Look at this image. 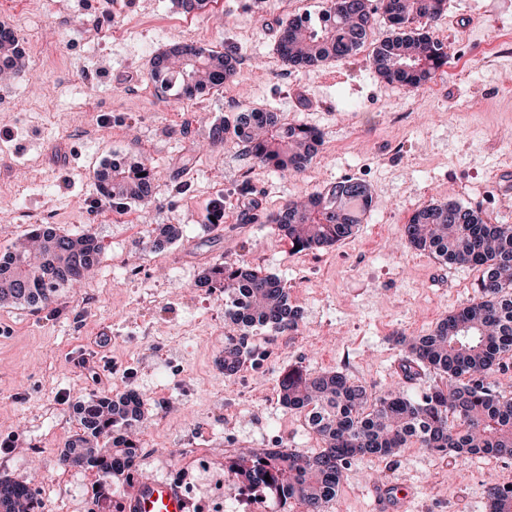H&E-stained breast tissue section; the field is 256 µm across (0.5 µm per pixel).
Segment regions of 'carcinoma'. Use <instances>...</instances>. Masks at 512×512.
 I'll list each match as a JSON object with an SVG mask.
<instances>
[{
    "mask_svg": "<svg viewBox=\"0 0 512 512\" xmlns=\"http://www.w3.org/2000/svg\"><path fill=\"white\" fill-rule=\"evenodd\" d=\"M445 6L446 0H327L318 22L303 16L288 20L277 51L284 62L301 67L354 57L369 42L381 13L392 32L374 45L370 66L388 84L417 88L448 65L444 45L425 32ZM24 59L19 36L0 28V72L21 70ZM238 76L232 46L221 52L173 44L151 63L154 83L179 99L219 90ZM228 135L245 145L253 162L294 174L305 171L322 144L315 129L289 122L278 112H236L215 126L211 143L221 144ZM94 179L114 203H145L154 196L152 174L139 163L128 172L114 169L106 175L98 170ZM371 205L368 185L344 178L276 211L250 210L244 221L275 224L291 245L313 251L351 238ZM179 237L176 225L164 224L146 248L157 252ZM403 238L444 263L481 270L474 300L428 334L397 338L405 372L428 370L439 381L420 399L397 389L374 397L341 372L293 369L279 382V400L304 413L321 449L313 456L286 448L238 455L229 464L238 480L255 490H270L284 503L293 500L302 512H323L338 493L344 466L356 457H388L411 444L461 459L512 457V393L503 386L509 375L502 364L512 358V224H493L479 210L448 202L415 211L404 224ZM30 239L37 243L33 251L0 252L1 305L44 308L59 289L80 283L104 254L93 234H72L52 224L36 225ZM197 287L224 292V316L239 332L224 344L226 378L235 377L245 365V338L251 329L293 330L301 318L280 280L244 263L207 268ZM143 406L136 392L77 402L79 428L65 443L63 463L123 475L140 448L131 432L141 421ZM34 499L26 483L0 477V512H35ZM488 499L491 512H512V484H490Z\"/></svg>",
    "mask_w": 512,
    "mask_h": 512,
    "instance_id": "carcinoma-1",
    "label": "carcinoma"
}]
</instances>
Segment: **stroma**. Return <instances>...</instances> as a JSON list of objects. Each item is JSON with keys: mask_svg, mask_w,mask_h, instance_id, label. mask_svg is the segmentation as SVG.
Listing matches in <instances>:
<instances>
[{"mask_svg": "<svg viewBox=\"0 0 512 512\" xmlns=\"http://www.w3.org/2000/svg\"><path fill=\"white\" fill-rule=\"evenodd\" d=\"M324 6L212 0L186 15L174 0H0V25L35 62L0 82V251L29 230L12 219L19 207L52 212L61 230L92 232L105 247L81 287L60 289L49 306L0 305V477L28 479L45 512H85L101 481L60 462L79 399L139 393L141 476L169 478L181 465L199 512H237L249 497L228 470L239 449L321 446L278 399L288 371L338 370L377 394L400 381L414 398L433 386L429 372L403 381L394 338L428 333L468 304L480 273L402 246L401 229L416 209L448 201L512 224V0H447L432 36L451 51L468 45L479 61L412 90L379 79L363 52L285 64L280 24ZM173 44L234 47L237 81L192 100L161 91L151 61ZM255 108L321 133L302 175L253 165L232 137L211 147L215 125ZM115 152L150 167V205L117 207L98 193L94 173ZM346 177L369 185L372 208L331 249L295 253L276 225L242 221L249 208L274 211ZM218 199L216 226L208 213ZM160 224L179 225L181 237L141 252ZM225 261L278 277L302 314L296 330L251 332L231 379L224 295L196 285ZM509 480L512 459L405 448L351 460L326 512H377L380 488L409 492L407 512H488L489 484Z\"/></svg>", "mask_w": 512, "mask_h": 512, "instance_id": "stroma-1", "label": "stroma"}]
</instances>
